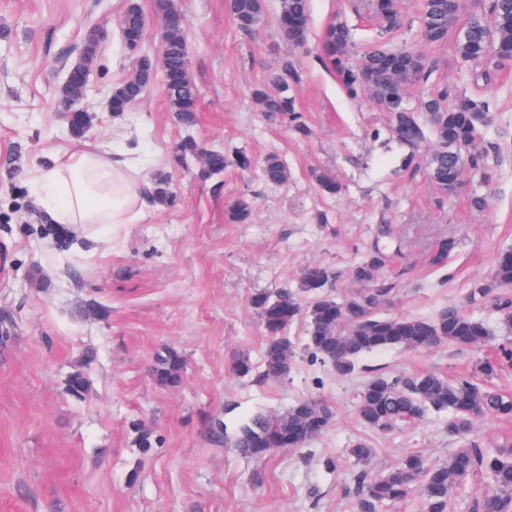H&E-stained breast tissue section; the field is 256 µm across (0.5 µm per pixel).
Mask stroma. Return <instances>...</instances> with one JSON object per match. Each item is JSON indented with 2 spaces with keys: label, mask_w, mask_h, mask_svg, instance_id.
Wrapping results in <instances>:
<instances>
[{
  "label": "stroma",
  "mask_w": 512,
  "mask_h": 512,
  "mask_svg": "<svg viewBox=\"0 0 512 512\" xmlns=\"http://www.w3.org/2000/svg\"><path fill=\"white\" fill-rule=\"evenodd\" d=\"M176 2L199 89L190 128L175 119L158 78L125 112L108 106L140 56L161 52L155 0H0V512H359V469L346 454L354 440L375 448L372 474L412 453L441 461L457 444L443 415L385 433L364 427L354 390L378 374L462 378L476 359L493 357L495 345L376 351L346 379L304 353L288 379L271 380L262 372L266 332L251 296L296 287L309 263L335 271L332 291L341 293L352 285L354 263L377 248L388 257L383 279L397 288L382 316L465 304L497 254L512 249V63L495 68L489 84H470L456 29L423 42L421 0H399L401 26L390 33L365 0H309L300 47L280 34L281 0H265L249 31L228 0ZM132 3L146 19L135 51L119 25ZM336 22L351 28L357 50L381 42L425 56L428 75L408 87L410 105L443 87L490 100L493 123L479 148L492 181L469 170L450 194L431 182L433 140L409 153L392 140L388 113L370 97L351 99L322 61L321 38ZM93 31L102 51L80 103L90 120L77 135L60 87ZM288 56L299 62L293 93L306 136L253 100L255 89L272 88ZM189 136L223 151L222 173L204 175L201 157L182 155ZM79 139L109 144L146 182L167 177L174 203H151L132 223L82 232L56 223L37 200L35 177ZM242 153L253 162L245 172L236 165ZM271 155L285 164L287 182L263 179ZM320 172L336 179L338 193L321 191ZM475 192L487 198L483 210L470 205ZM237 198L251 205L248 223L227 217ZM382 224L391 237L379 236ZM443 239L454 248L438 265ZM164 344L186 360L175 387L151 376ZM238 355L250 358L248 375L233 371ZM76 371L88 380L81 399L67 390ZM310 397L326 400L336 416L306 447L259 461L230 446L229 435L252 414ZM216 417L224 421L220 439L207 428ZM145 428L147 448L138 442Z\"/></svg>",
  "instance_id": "35a3bbf8"
}]
</instances>
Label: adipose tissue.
Masks as SVG:
<instances>
[{"label": "adipose tissue", "mask_w": 512, "mask_h": 512, "mask_svg": "<svg viewBox=\"0 0 512 512\" xmlns=\"http://www.w3.org/2000/svg\"><path fill=\"white\" fill-rule=\"evenodd\" d=\"M36 182L42 206L63 224H126L141 212L139 179L103 143L59 155Z\"/></svg>", "instance_id": "obj_1"}]
</instances>
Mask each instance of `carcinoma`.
I'll use <instances>...</instances> for the list:
<instances>
[{
	"mask_svg": "<svg viewBox=\"0 0 512 512\" xmlns=\"http://www.w3.org/2000/svg\"><path fill=\"white\" fill-rule=\"evenodd\" d=\"M369 7L383 28L391 30L398 24L396 0H372ZM463 7L464 0H422L423 39L430 43L443 40ZM230 9L238 26L249 31L263 15L264 0H230ZM281 12L292 20L279 26L282 38L293 46L305 44L309 0H282ZM488 12V23L482 15H472L458 32L455 44L461 60L471 66L476 79L485 83L492 79L489 62L495 51L512 49V0H489ZM121 25L132 34H144L145 18L137 4L129 5ZM164 32L167 65L162 74L167 99L180 124L189 128L196 120L198 89L186 64L184 18L171 2L167 3ZM320 54L350 97L368 94L391 114L393 138L414 151L419 148L424 132L418 114L405 109L404 104L406 87L426 70V60L418 50L379 46L359 56L349 28L337 22L326 29ZM156 73L150 59L141 58L135 72L112 91V111H125ZM298 75V62L286 58L275 76L278 91L258 89L254 96L261 111L286 119L292 129L306 135L309 130L302 123L294 96L289 94L290 84L298 80ZM420 111L430 118L436 142L427 157L428 175L442 191H454L468 168L480 169L485 180H492V168L478 148L482 130L493 121L487 100L443 89L421 101ZM181 151L202 156L209 174L224 171V154L204 151L191 138L183 140ZM263 175L275 184L288 179L286 166L275 156L265 160ZM153 198L161 206L172 203L167 179L155 183ZM227 214L230 221L245 223L250 219L251 206L239 198L229 204ZM385 265L386 256L380 250L366 254L350 270L357 287L341 295L327 291L336 276L320 264L301 269L295 291L253 294L250 303L267 333L262 355L264 376L287 379L300 349L329 366L336 377L347 378L355 373L359 359L370 352L390 348L419 350L433 345L467 349L490 338L484 321L455 305L434 316H378L395 292L394 287L380 283ZM304 294L313 296L307 307L302 302ZM467 302L491 308L504 332L495 358L479 359L473 365V375L491 380L498 369L512 365V251L497 255L490 280L475 285ZM301 317L306 322V341L300 346L287 336V329ZM183 369V356L173 348L163 347L156 354L152 375L161 386H175ZM442 411L450 412L448 435L462 442V448L446 460L429 464L422 455L410 454L387 471L371 475L364 466L371 460L374 448L358 440L347 449L352 462L363 467L359 473L360 512H378L381 506L403 501L412 494L419 499L420 512H450L454 489L479 472L488 476L490 484L477 502L478 512H512V448L489 452L473 439L476 419L512 418L511 392L468 380L453 382L431 372L408 378L377 375L356 392L358 420L378 431L414 421L428 412ZM334 418L333 408L325 401L304 399L283 413L252 416L236 429L233 445L241 453L262 460L282 441L288 442L290 448L304 447L320 437Z\"/></svg>",
	"mask_w": 512,
	"mask_h": 512,
	"instance_id": "cac0c4a2",
	"label": "carcinoma"
}]
</instances>
